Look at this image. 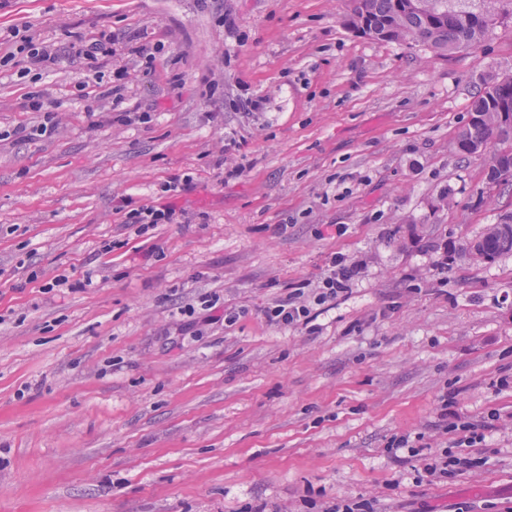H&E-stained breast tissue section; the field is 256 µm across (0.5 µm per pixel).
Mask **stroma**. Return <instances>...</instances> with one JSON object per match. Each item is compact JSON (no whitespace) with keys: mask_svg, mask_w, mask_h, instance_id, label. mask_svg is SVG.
Returning <instances> with one entry per match:
<instances>
[{"mask_svg":"<svg viewBox=\"0 0 512 512\" xmlns=\"http://www.w3.org/2000/svg\"><path fill=\"white\" fill-rule=\"evenodd\" d=\"M348 6L0 0V128L41 122L34 91L62 115L0 143V512H512V254L467 249L512 184L456 144L485 81L512 75V18L440 57L356 35ZM13 28L56 51L49 74L12 56ZM134 30L163 47L151 69L126 43L75 54ZM118 68L150 123L93 124ZM184 173L192 191H161ZM162 205L187 221L126 227ZM335 254L362 265L351 291L267 324ZM444 415L483 425V464L429 484L387 446L450 447ZM118 44V37L114 34H106L101 32L98 38L92 41L82 44L76 53L78 56H84L86 59L97 60L98 56L113 55L117 51L116 46ZM24 108L30 112H42L43 122L33 126L29 131L26 128H15L11 131L0 130V142L23 133H25L24 137L36 139L50 138L57 132L59 128L58 112H56L55 105L42 92L29 94L26 97ZM297 287L296 291L284 298L275 300L265 308V320L271 325L288 326L306 325L312 321L311 308L307 300L303 299L304 292Z\"/></svg>","mask_w":512,"mask_h":512,"instance_id":"1","label":"stroma"}]
</instances>
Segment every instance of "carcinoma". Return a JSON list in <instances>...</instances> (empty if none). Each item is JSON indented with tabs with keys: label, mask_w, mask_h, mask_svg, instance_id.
<instances>
[{
	"label": "carcinoma",
	"mask_w": 512,
	"mask_h": 512,
	"mask_svg": "<svg viewBox=\"0 0 512 512\" xmlns=\"http://www.w3.org/2000/svg\"><path fill=\"white\" fill-rule=\"evenodd\" d=\"M512 15V0H350L348 21L364 37L381 42L422 45L438 55L466 51ZM512 141V76L492 78L473 101L470 119L457 135L459 150L480 154L489 145ZM487 180L512 181V147L495 150ZM479 263L491 264L512 253V213L491 224L468 247Z\"/></svg>",
	"instance_id": "cac0c4a2"
}]
</instances>
